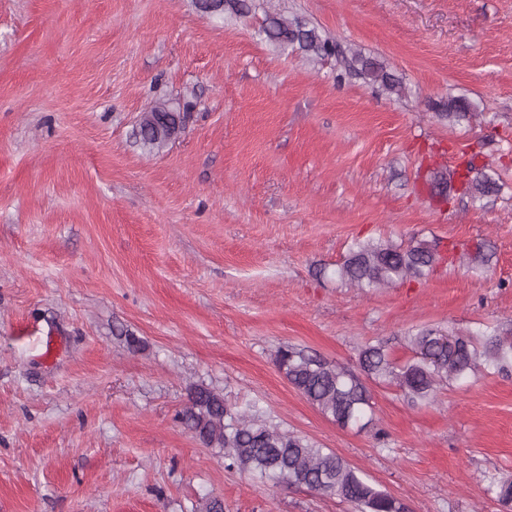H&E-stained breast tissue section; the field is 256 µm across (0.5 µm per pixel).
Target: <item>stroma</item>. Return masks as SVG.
<instances>
[{
  "label": "stroma",
  "mask_w": 512,
  "mask_h": 512,
  "mask_svg": "<svg viewBox=\"0 0 512 512\" xmlns=\"http://www.w3.org/2000/svg\"><path fill=\"white\" fill-rule=\"evenodd\" d=\"M276 10L402 96L266 42ZM159 96L192 108L149 155L135 125ZM458 98L473 113L452 125ZM470 158L496 195L455 178L431 196L429 168ZM483 240L492 260L471 268ZM381 241L453 259L385 288L337 280L353 245ZM422 328L512 336V0H253L220 19L195 0H0V512H355L225 468L177 420L198 384L408 512H503L488 484L512 479V371L418 406L371 385L361 430L275 364L295 344L352 367L378 339L404 362L397 337Z\"/></svg>",
  "instance_id": "1"
}]
</instances>
